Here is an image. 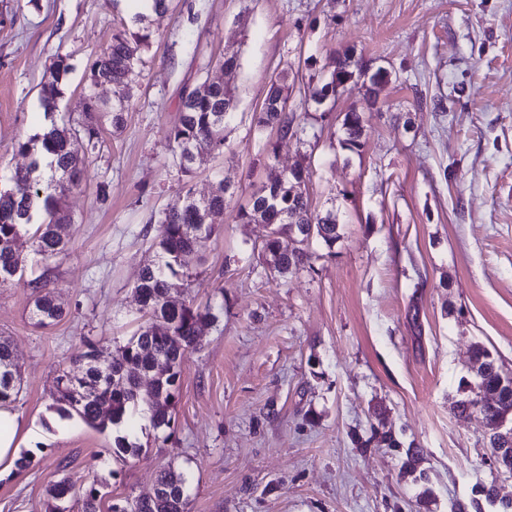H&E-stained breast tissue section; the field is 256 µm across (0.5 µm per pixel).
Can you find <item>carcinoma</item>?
Returning <instances> with one entry per match:
<instances>
[{"instance_id": "obj_1", "label": "carcinoma", "mask_w": 512, "mask_h": 512, "mask_svg": "<svg viewBox=\"0 0 512 512\" xmlns=\"http://www.w3.org/2000/svg\"><path fill=\"white\" fill-rule=\"evenodd\" d=\"M150 34L120 30L112 42L96 54L89 69V85L110 84L120 96L128 94L141 61L140 50L148 46ZM352 57L344 54L335 61L330 78L318 90V102L336 97V83H344L354 73ZM71 71L68 57L58 56L50 79L42 84L41 99L53 107L63 93L64 80ZM288 72L271 80L261 109L254 116L260 131L271 129L280 138L298 136L295 117L288 111ZM237 101L235 91L222 84L191 92L182 99L178 122L169 129L168 146L179 171L189 175L196 156L202 152H224V124ZM123 102L107 109L88 95L84 119L78 125H51L44 135L18 143V151L34 156L27 168H17L0 188V286H8L22 274L26 257L22 245L29 237L35 254L45 261L56 258L67 249L61 237L60 225L71 223V216L61 206L63 196L78 186L84 174L85 158L100 153L103 146L102 127L109 121L117 130L123 123ZM367 113L350 110L343 114L345 138L341 144L350 150H360ZM53 156L49 164L51 175L41 180L34 177L39 168L38 150ZM306 168L281 170L253 194L251 203L238 213L242 224H264L268 232L262 241L261 254L273 274L284 276L310 264L314 253L308 251L310 241L332 246L340 237L336 217L317 213L302 186ZM228 187L219 182L205 199L191 191L174 200L162 213L159 233L153 247L157 261L145 266L134 288L140 318L143 322L125 344L112 352L111 362H97V348L91 346L75 359L77 369L64 368L56 377L55 401L60 412L77 416L86 425L99 430L118 425L130 410L145 406L151 412L158 430L170 427V402L180 391L186 357L201 348L203 329L219 321L224 305L196 303L189 298L179 308L170 306L168 299L187 290L193 271L202 261L207 243L216 232L214 218L224 213ZM312 223V240H298L292 250L282 247L292 225ZM35 231H30L31 226ZM37 288L31 315L36 323L48 327L60 320L64 306L47 290L41 280L31 281ZM476 365V384L470 394L457 405L459 413L476 411L482 416L484 438L492 449L494 462L499 457L512 456V426H503L506 413L512 410V385L501 380L512 378V372L502 370L491 353L476 345L472 350ZM18 365L9 342L0 338V407L16 402L20 392ZM150 376L153 385L144 389L140 378ZM499 391L498 399L490 401L486 392ZM159 490L153 496L125 500V505L112 503L109 512H187L188 477L174 462L164 466L156 477ZM79 495L80 512H100L105 494L95 485L75 488L69 477L56 481L49 490L54 500L52 512H70L68 503Z\"/></svg>"}]
</instances>
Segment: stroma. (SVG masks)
<instances>
[{
  "mask_svg": "<svg viewBox=\"0 0 512 512\" xmlns=\"http://www.w3.org/2000/svg\"><path fill=\"white\" fill-rule=\"evenodd\" d=\"M128 21L119 0H0V176L31 163L15 146L44 120L56 55L72 65L57 124L80 120L88 94L113 102L112 86L89 89L85 74ZM147 25L124 126L104 125L63 199L67 251L48 267L28 254L21 284L0 288V336L22 375L14 409L37 434L38 461L0 479V512H47L62 463L117 500L147 494L175 462L188 512H452L480 482L512 499L481 416L456 411L474 345L512 372V0H172ZM345 51L389 74L355 152L341 123L365 105L360 82L310 100ZM227 52L241 65L224 75ZM283 71L305 131L280 141L257 132L254 114ZM209 75L239 103L223 154L185 177L166 135ZM268 146L278 168H308L312 206L341 234L284 277L264 264L266 225L237 217L267 177ZM221 181L224 215L190 290L223 303L224 318L185 361L171 437L138 409L125 431L139 456L123 458L115 429L60 416L55 378L88 345L110 352L133 335L157 218L183 191L203 198ZM37 277L67 309L48 328L30 318Z\"/></svg>",
  "mask_w": 512,
  "mask_h": 512,
  "instance_id": "stroma-1",
  "label": "stroma"
}]
</instances>
